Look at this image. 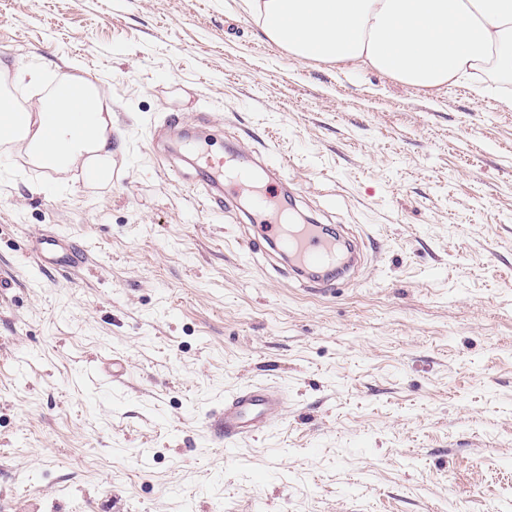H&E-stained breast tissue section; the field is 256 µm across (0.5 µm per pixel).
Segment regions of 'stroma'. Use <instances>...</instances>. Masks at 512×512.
Masks as SVG:
<instances>
[{"instance_id": "35a3bbf8", "label": "stroma", "mask_w": 512, "mask_h": 512, "mask_svg": "<svg viewBox=\"0 0 512 512\" xmlns=\"http://www.w3.org/2000/svg\"><path fill=\"white\" fill-rule=\"evenodd\" d=\"M242 2L0 0V63L98 80L120 147L105 187L0 151V512H512V83L297 60ZM171 112L287 158L359 274L270 270L159 162ZM44 235L85 265L37 263ZM256 384L285 408L224 448L213 417Z\"/></svg>"}]
</instances>
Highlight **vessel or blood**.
Listing matches in <instances>:
<instances>
[{
  "label": "vessel or blood",
  "instance_id": "1",
  "mask_svg": "<svg viewBox=\"0 0 512 512\" xmlns=\"http://www.w3.org/2000/svg\"><path fill=\"white\" fill-rule=\"evenodd\" d=\"M184 146L195 156L196 182L204 188L214 213H224L234 198L249 195L254 211V222L247 228L249 239L267 260L283 254L291 272L308 287L334 284L343 270L353 265L354 255L343 254L340 239L327 234L323 225L288 223L280 204L274 202L267 183L281 179L284 160L261 159L253 165L224 157L191 139ZM32 253L37 261L59 270L75 269L86 261L83 248L61 245L52 236L40 237ZM283 406L282 393L269 385L248 387L226 397L219 413L225 445L237 446L252 434L271 428Z\"/></svg>",
  "mask_w": 512,
  "mask_h": 512
}]
</instances>
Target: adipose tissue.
I'll list each match as a JSON object with an SVG mask.
<instances>
[{
    "label": "adipose tissue",
    "mask_w": 512,
    "mask_h": 512,
    "mask_svg": "<svg viewBox=\"0 0 512 512\" xmlns=\"http://www.w3.org/2000/svg\"><path fill=\"white\" fill-rule=\"evenodd\" d=\"M264 36L300 60L371 68L414 87L512 81V0H245ZM42 88L15 102L19 83ZM0 145L40 168L112 181V106L99 86L0 65Z\"/></svg>",
    "instance_id": "adipose-tissue-1"
}]
</instances>
